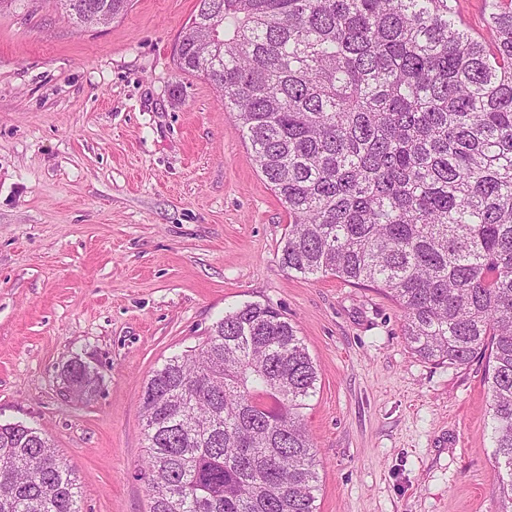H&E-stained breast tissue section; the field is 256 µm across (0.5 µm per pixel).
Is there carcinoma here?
Masks as SVG:
<instances>
[{"mask_svg": "<svg viewBox=\"0 0 512 512\" xmlns=\"http://www.w3.org/2000/svg\"><path fill=\"white\" fill-rule=\"evenodd\" d=\"M131 0H59L78 27ZM489 42L450 0H198L177 67L208 82L288 211L280 262L386 291L420 358L490 350L494 454L512 500V0ZM88 394L79 363L65 375ZM318 367L252 302L169 357L142 391L150 512H317L302 410ZM0 512H81L48 440L0 424Z\"/></svg>", "mask_w": 512, "mask_h": 512, "instance_id": "1", "label": "carcinoma"}]
</instances>
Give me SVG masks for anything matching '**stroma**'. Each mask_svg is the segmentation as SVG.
<instances>
[{
  "label": "stroma",
  "mask_w": 512,
  "mask_h": 512,
  "mask_svg": "<svg viewBox=\"0 0 512 512\" xmlns=\"http://www.w3.org/2000/svg\"><path fill=\"white\" fill-rule=\"evenodd\" d=\"M197 4L132 0L93 28L53 0L0 7V423L47 434L82 512H149L144 385L267 303L319 369L318 512H512L486 358L421 359L383 291L281 266L287 210L234 113L176 66ZM74 360L92 393L68 389Z\"/></svg>",
  "instance_id": "stroma-1"
}]
</instances>
